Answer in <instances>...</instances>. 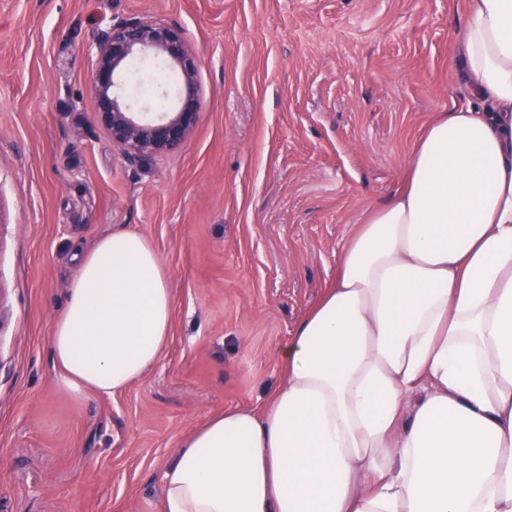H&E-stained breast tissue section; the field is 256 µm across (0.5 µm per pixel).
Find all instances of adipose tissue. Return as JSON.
Instances as JSON below:
<instances>
[{
  "label": "adipose tissue",
  "mask_w": 512,
  "mask_h": 512,
  "mask_svg": "<svg viewBox=\"0 0 512 512\" xmlns=\"http://www.w3.org/2000/svg\"><path fill=\"white\" fill-rule=\"evenodd\" d=\"M463 87L371 206L256 407L208 417L161 512H512V0H465ZM169 273L143 234L81 253L49 358L73 402L160 360Z\"/></svg>",
  "instance_id": "adipose-tissue-1"
}]
</instances>
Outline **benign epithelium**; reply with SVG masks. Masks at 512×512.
<instances>
[{
    "mask_svg": "<svg viewBox=\"0 0 512 512\" xmlns=\"http://www.w3.org/2000/svg\"><path fill=\"white\" fill-rule=\"evenodd\" d=\"M159 59L177 72L183 92L174 106L142 112L127 99L118 75L135 58ZM197 65L182 32L163 22L137 18L111 22L95 38L90 89L99 123L127 161L137 167L183 147L198 120Z\"/></svg>",
    "mask_w": 512,
    "mask_h": 512,
    "instance_id": "1",
    "label": "benign epithelium"
}]
</instances>
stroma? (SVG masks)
<instances>
[{"label": "stroma", "instance_id": "stroma-1", "mask_svg": "<svg viewBox=\"0 0 512 512\" xmlns=\"http://www.w3.org/2000/svg\"><path fill=\"white\" fill-rule=\"evenodd\" d=\"M144 18L198 62L187 145L127 163L89 82L97 33ZM463 0H0V512H160L180 440L259 405L360 215L402 185L458 88ZM153 106L178 80L123 73ZM139 232L168 270L170 342L114 396L74 403L49 362L77 250Z\"/></svg>", "mask_w": 512, "mask_h": 512}]
</instances>
